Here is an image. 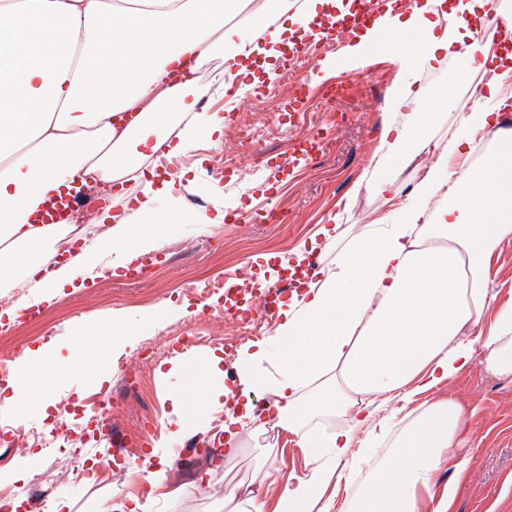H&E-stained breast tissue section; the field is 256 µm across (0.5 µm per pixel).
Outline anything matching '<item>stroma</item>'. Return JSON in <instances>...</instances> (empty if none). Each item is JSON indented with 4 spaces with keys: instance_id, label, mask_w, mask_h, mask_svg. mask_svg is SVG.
I'll return each mask as SVG.
<instances>
[{
    "instance_id": "1",
    "label": "stroma",
    "mask_w": 512,
    "mask_h": 512,
    "mask_svg": "<svg viewBox=\"0 0 512 512\" xmlns=\"http://www.w3.org/2000/svg\"><path fill=\"white\" fill-rule=\"evenodd\" d=\"M328 58L343 61L353 87L334 96L322 111H292L300 90L310 91L317 102L321 91L335 84V76L317 77L321 61ZM464 67L460 55L417 72L382 60L361 66L347 59L344 46H322L313 51L297 85L285 83L277 67L269 78H240L231 96L211 92L201 81L191 87L189 99L208 96L210 111L224 115V135L199 139L194 162L185 173L172 175L176 195L201 199L198 214L211 216L221 209L231 215L249 213L251 220L184 224L131 258L101 253L105 277L89 288L64 291L43 305L39 317L19 319L0 331V355L26 354L52 337L45 365L53 369L81 355L78 334L89 323L116 317L130 327L118 364L104 363L95 374L72 371L56 380L47 396V414H0V451L9 452L0 462V488L11 492L10 501H0V512H11L14 501H40L49 508L60 499L72 503L73 512H110L129 495L146 496L149 485L133 483L121 455L148 452L171 419V397L183 385V357L173 345L192 338L194 354L205 358L223 355L225 344L237 349L245 344V337L216 313L225 303L229 276L255 286L252 306L260 335L271 336L278 318L264 314L265 297L274 294L282 304L291 296V271L283 260L302 248L311 259L328 264L336 247L322 230L332 217L355 234L408 199L417 182L415 166L386 190L377 188L374 152L380 129L386 123L405 124L409 112L426 110L432 89L455 81ZM398 78L411 83L417 98L409 109L394 111L387 95ZM271 110L281 131L262 142V154L238 147V164L251 170L250 179L240 183L231 170H218L216 159L238 146L240 125L265 120ZM474 356L451 383L431 394L435 400L456 398L466 415L459 455L467 469L451 512H512V379L488 375L478 363L482 350ZM274 402L267 392L254 398L255 405L265 408L264 431L242 433L235 446L222 447L216 455L200 446L166 469L165 483L175 495L152 500L150 512H224V496L232 489L258 494L273 506L288 474L304 475L318 463L342 472L327 449L299 447L293 435L277 426ZM30 449L38 457L30 464V476L22 479L18 472ZM106 453L113 456L112 467L100 480L76 477V461L90 464ZM215 457L221 466L214 470L210 462Z\"/></svg>"
}]
</instances>
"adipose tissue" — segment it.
Wrapping results in <instances>:
<instances>
[{
    "instance_id": "1",
    "label": "adipose tissue",
    "mask_w": 512,
    "mask_h": 512,
    "mask_svg": "<svg viewBox=\"0 0 512 512\" xmlns=\"http://www.w3.org/2000/svg\"><path fill=\"white\" fill-rule=\"evenodd\" d=\"M249 0H0V283L23 275L39 289V302L65 289L79 290L103 252L126 255L188 223L183 208L169 205L174 184L157 181L159 150L186 153L200 132L220 135L219 113L199 114L187 99L191 76L170 79V67L187 56L204 57L221 43L241 72L258 58L276 56L296 28L331 17L336 0H266L247 25L234 24ZM487 0H413L388 13L347 46L361 62L382 57L409 67L432 64L439 55L462 53L467 72L496 60L492 46L475 47L487 23ZM512 66L494 75L463 128L448 141L427 131L438 112L455 107L458 87L431 93L428 110L411 128L383 126L376 147L386 164L378 188L386 190L413 163L432 156L415 185L414 202L401 205L391 224H372L322 266L301 297L292 298L272 339L242 346L236 362L238 387L213 385L220 357L210 356L185 372L172 399L174 430L207 434L211 443L232 444L242 431L264 429L253 397L269 390L279 404V424L303 448L332 449L348 458L357 435L373 421L371 399L401 404L383 456L365 475L348 470L355 489L339 512H422L418 488L429 489L441 467L452 477L432 512H449L463 472V409L452 398L426 401L425 393L449 383L472 361L482 343L481 366L512 378V300L494 306L488 288L494 254L512 240V129L500 126L512 102L506 81ZM184 117L174 135L172 117ZM495 146L470 165L475 135ZM141 175L145 197L127 223L99 218L96 246L73 263L51 268L50 243L57 224L30 223L45 195L82 176L108 185ZM128 333L119 320L85 333L92 367L119 359ZM45 348L28 351L0 389V408L45 411L37 387ZM348 419V427L320 439L309 430L319 417ZM333 477L312 468L288 476L271 512H330L322 500Z\"/></svg>"
}]
</instances>
